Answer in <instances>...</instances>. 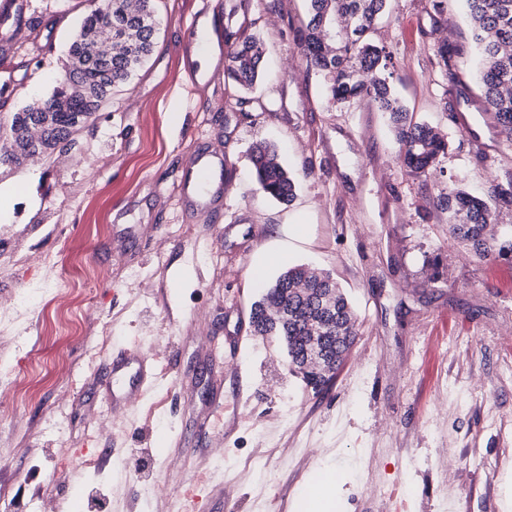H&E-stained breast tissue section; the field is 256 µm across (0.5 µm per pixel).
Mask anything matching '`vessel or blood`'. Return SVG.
Returning <instances> with one entry per match:
<instances>
[{
	"label": "vessel or blood",
	"instance_id": "b4317fda",
	"mask_svg": "<svg viewBox=\"0 0 512 512\" xmlns=\"http://www.w3.org/2000/svg\"><path fill=\"white\" fill-rule=\"evenodd\" d=\"M31 7L30 0H0V55L8 56L15 38L10 27L23 23ZM223 157L203 149L188 164L189 189L181 198V205L189 215L208 214L219 217L224 209V190L228 184L224 176ZM156 377L150 352L142 349L121 351L112 360L111 398L119 404L131 396L143 393Z\"/></svg>",
	"mask_w": 512,
	"mask_h": 512
}]
</instances>
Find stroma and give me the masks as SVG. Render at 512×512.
Listing matches in <instances>:
<instances>
[{"mask_svg":"<svg viewBox=\"0 0 512 512\" xmlns=\"http://www.w3.org/2000/svg\"><path fill=\"white\" fill-rule=\"evenodd\" d=\"M31 2L52 50L16 44L4 65L21 88L0 97V117L51 94L84 17L78 0ZM228 7L233 30L265 49L247 93L223 64L196 84L199 62H183L192 20ZM308 9L162 0L152 54L76 147L0 167V388L39 385L0 399V512L48 500L70 512H512V260L477 259L433 205L512 178L464 0H392L371 35L413 121L450 143L421 177L384 113L329 100L300 50ZM264 141L296 177L292 202L254 178ZM204 144L234 166L217 227L179 204ZM295 265L333 272L358 318L320 392L250 324L260 283ZM64 279L92 302L54 319L47 301ZM149 345L153 388L112 407L113 354ZM329 473L342 480L334 495Z\"/></svg>","mask_w":512,"mask_h":512,"instance_id":"stroma-1","label":"stroma"}]
</instances>
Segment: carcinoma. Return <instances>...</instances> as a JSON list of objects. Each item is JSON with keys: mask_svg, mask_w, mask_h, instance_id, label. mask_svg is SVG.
Instances as JSON below:
<instances>
[{"mask_svg": "<svg viewBox=\"0 0 512 512\" xmlns=\"http://www.w3.org/2000/svg\"><path fill=\"white\" fill-rule=\"evenodd\" d=\"M388 0H309L302 41L307 65L328 78L330 99L352 103L368 98L389 115L402 143L403 165L423 175L448 149V140L432 127L412 121L395 97L388 73L391 54L370 34ZM478 76L498 132L512 143V0H465ZM85 15L67 50L66 62L53 77L50 96L38 98L8 120L0 119V166H20L38 153L51 157L58 144L77 135L99 110L108 93L129 81L152 54L157 0H83ZM228 77L243 90L262 73L263 46L253 35L224 30ZM257 183L264 194L291 201L295 177L275 145L263 142L252 151ZM512 204V179L481 195L450 188L434 205L448 212V230L481 259L512 254V235L494 232L496 203ZM253 331L284 340L288 356L305 360L311 337L327 361L340 365L358 335L357 316L338 282L325 271L294 266L269 286L251 310Z\"/></svg>", "mask_w": 512, "mask_h": 512, "instance_id": "cac0c4a2", "label": "carcinoma"}]
</instances>
